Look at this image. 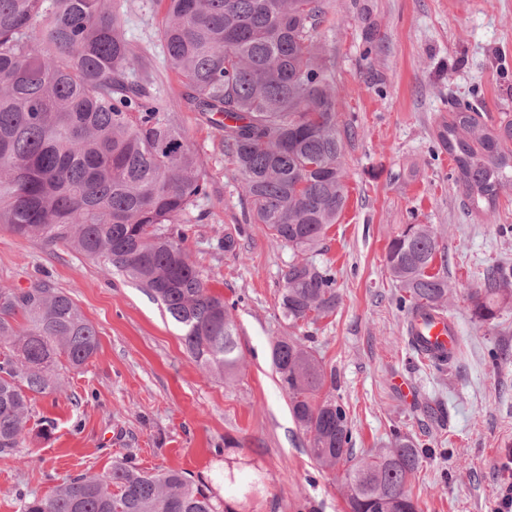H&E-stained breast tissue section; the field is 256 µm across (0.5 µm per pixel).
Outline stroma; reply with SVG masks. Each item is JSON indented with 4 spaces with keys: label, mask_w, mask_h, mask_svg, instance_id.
Returning a JSON list of instances; mask_svg holds the SVG:
<instances>
[{
    "label": "stroma",
    "mask_w": 512,
    "mask_h": 512,
    "mask_svg": "<svg viewBox=\"0 0 512 512\" xmlns=\"http://www.w3.org/2000/svg\"><path fill=\"white\" fill-rule=\"evenodd\" d=\"M126 4V37L150 47L156 94L175 105L206 171L208 195L184 227V245L211 294L232 306L243 361L228 382L203 373L179 326L136 283L0 227V284L51 279L100 341L85 366L65 371L61 392L36 398L27 446L0 454V512H19V494L106 475L127 455L151 473L187 472L235 512H347L342 470L310 458L309 436L271 368L273 342L290 333L278 299L292 252L247 222L220 131L185 107V87L165 68L156 0ZM327 10L318 41L338 87L349 200L316 257L335 276L336 311L300 333L336 375L356 456L386 447L392 431L413 436L422 463L412 489L423 512H494L512 482V299L483 324L468 295L486 268L512 266V194L491 217L468 208L437 133L452 97L512 119V0H329ZM408 224L435 225L448 251L462 345L448 369L411 350L409 314L386 267L388 241ZM258 475L261 491L249 495Z\"/></svg>",
    "instance_id": "35a3bbf8"
}]
</instances>
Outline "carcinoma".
Wrapping results in <instances>:
<instances>
[{"label": "carcinoma", "mask_w": 512, "mask_h": 512, "mask_svg": "<svg viewBox=\"0 0 512 512\" xmlns=\"http://www.w3.org/2000/svg\"><path fill=\"white\" fill-rule=\"evenodd\" d=\"M158 40L187 103L219 127L252 223L294 253L281 270L279 309L300 329L335 313V277L318 265L349 190L336 122V83L317 43L324 0H157ZM118 0H0V224L64 246L137 282L181 328L191 359L232 377L242 351L236 318L211 294L184 246L188 215L208 196L203 163L156 95L150 52L126 38ZM440 141L469 207L494 215L512 190V121L456 105ZM386 266L412 315L448 311V257L431 224H408ZM512 268L495 266L470 295L475 320L512 297ZM282 336L271 363L317 465L346 466L349 512H422L411 485L419 444L354 456L344 407L324 388L336 377L306 345ZM99 348L98 332L51 280L0 285V454L30 434L32 402L63 388ZM20 512H230L185 472L148 473L125 457L104 477L79 475Z\"/></svg>", "instance_id": "carcinoma-1"}]
</instances>
